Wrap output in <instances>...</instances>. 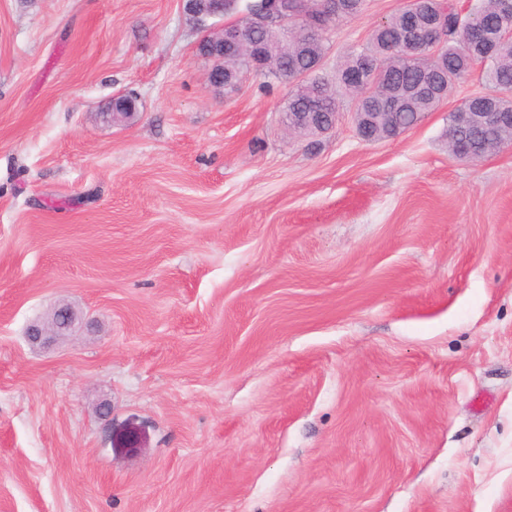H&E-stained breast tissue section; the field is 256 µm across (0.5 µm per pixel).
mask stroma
<instances>
[{
    "label": "stroma",
    "instance_id": "obj_1",
    "mask_svg": "<svg viewBox=\"0 0 512 512\" xmlns=\"http://www.w3.org/2000/svg\"><path fill=\"white\" fill-rule=\"evenodd\" d=\"M202 35L0 0V512H512V146L448 152L479 74L394 141L349 102L291 135L290 86L214 87ZM77 312L68 305L55 309L53 323L36 321L27 328L26 336L31 344H46L69 336L76 322Z\"/></svg>",
    "mask_w": 512,
    "mask_h": 512
}]
</instances>
